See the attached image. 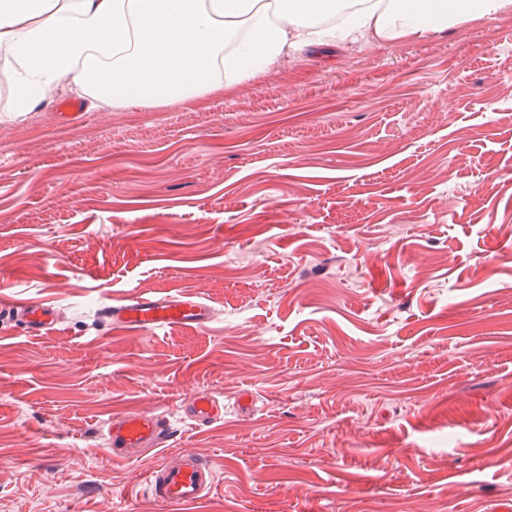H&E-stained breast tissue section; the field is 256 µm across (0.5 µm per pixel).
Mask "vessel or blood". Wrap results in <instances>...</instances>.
<instances>
[{"label":"vessel or blood","mask_w":512,"mask_h":512,"mask_svg":"<svg viewBox=\"0 0 512 512\" xmlns=\"http://www.w3.org/2000/svg\"><path fill=\"white\" fill-rule=\"evenodd\" d=\"M108 324L129 332L156 331L176 326L206 329L213 319L211 306L195 296L140 293L101 306ZM21 322L32 336L45 335L57 325L56 309L45 302L20 304L0 297V322ZM187 418L205 424L222 419L224 405L208 393H195L184 409ZM168 429L156 414L136 411L112 418L106 444L114 457L160 447ZM216 474L210 462L191 451L178 452L148 474V491L158 503L171 507L202 500L213 488Z\"/></svg>","instance_id":"b4317fda"}]
</instances>
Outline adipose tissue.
<instances>
[{
	"mask_svg": "<svg viewBox=\"0 0 512 512\" xmlns=\"http://www.w3.org/2000/svg\"><path fill=\"white\" fill-rule=\"evenodd\" d=\"M512 0H0L27 112L64 78L115 107L181 104L311 44H396L495 21Z\"/></svg>",
	"mask_w": 512,
	"mask_h": 512,
	"instance_id": "adipose-tissue-1",
	"label": "adipose tissue"
}]
</instances>
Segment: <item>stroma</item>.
Wrapping results in <instances>:
<instances>
[{
	"instance_id": "obj_1",
	"label": "stroma",
	"mask_w": 512,
	"mask_h": 512,
	"mask_svg": "<svg viewBox=\"0 0 512 512\" xmlns=\"http://www.w3.org/2000/svg\"><path fill=\"white\" fill-rule=\"evenodd\" d=\"M81 95L0 87V296L60 316L0 325V512H165L146 474L181 450L216 471L186 512H512V10L188 104ZM152 291L212 323L99 321ZM139 410L167 447L112 459ZM184 414L196 423H210L224 418V405L208 393H195L185 406Z\"/></svg>"
}]
</instances>
